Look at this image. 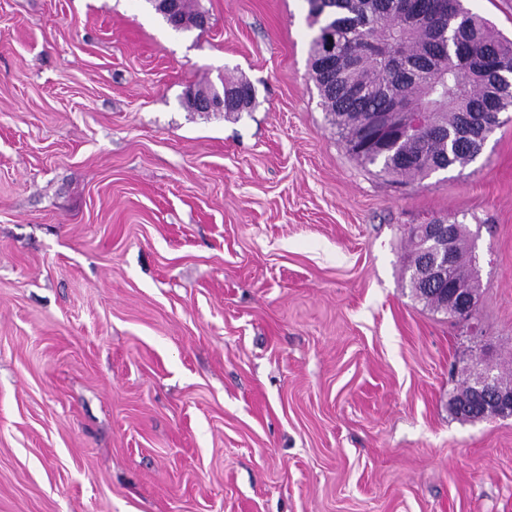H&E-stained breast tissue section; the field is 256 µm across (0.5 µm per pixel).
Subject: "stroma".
Listing matches in <instances>:
<instances>
[{
    "instance_id": "1",
    "label": "stroma",
    "mask_w": 512,
    "mask_h": 512,
    "mask_svg": "<svg viewBox=\"0 0 512 512\" xmlns=\"http://www.w3.org/2000/svg\"><path fill=\"white\" fill-rule=\"evenodd\" d=\"M0 0V512H512V115L401 185L349 155L305 0ZM246 79L250 112L187 85ZM474 234L477 333L402 281ZM179 1V3H178ZM148 0V3H153L157 10L172 18L179 26L184 28L185 26L191 28H205L208 24V18L201 12L194 11L191 4V0ZM178 5V7H177ZM179 12V13H178ZM183 16L197 15L195 18L188 20L187 18L182 19ZM229 82L231 83L224 84L222 91L214 89L206 94L198 93L193 86L184 99V104L191 110L202 112L252 111L257 98L255 87L243 79ZM466 372L465 387L473 406L482 404L491 407L495 419L512 418V382H505L494 373L492 366L486 364L479 353L471 357L463 367ZM501 380V381H500ZM506 384H502V383Z\"/></svg>"
}]
</instances>
